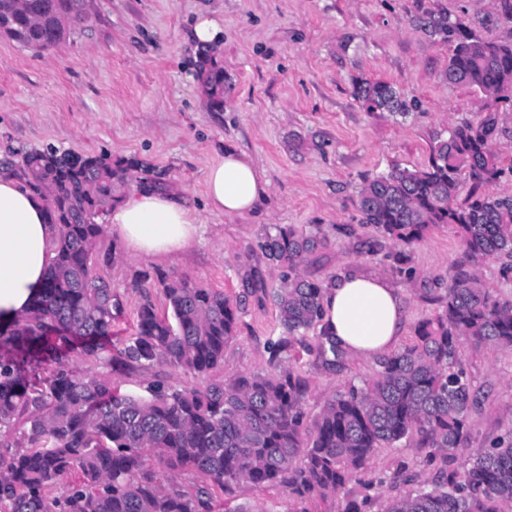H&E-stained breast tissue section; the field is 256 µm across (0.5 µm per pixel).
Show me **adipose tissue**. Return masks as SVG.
I'll return each instance as SVG.
<instances>
[{
    "mask_svg": "<svg viewBox=\"0 0 512 512\" xmlns=\"http://www.w3.org/2000/svg\"><path fill=\"white\" fill-rule=\"evenodd\" d=\"M210 211L242 215L265 195L267 183L244 154L225 150L205 170ZM44 198L19 178L0 177V327L25 313L44 285L54 253L53 230ZM113 236L138 257L155 260L185 255L202 238L196 210L177 195L133 190L107 215ZM321 326L349 354L373 357L393 349L403 329L405 307L398 288L383 277L338 275L326 290Z\"/></svg>",
    "mask_w": 512,
    "mask_h": 512,
    "instance_id": "1",
    "label": "adipose tissue"
}]
</instances>
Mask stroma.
<instances>
[{
  "label": "stroma",
  "mask_w": 512,
  "mask_h": 512,
  "mask_svg": "<svg viewBox=\"0 0 512 512\" xmlns=\"http://www.w3.org/2000/svg\"><path fill=\"white\" fill-rule=\"evenodd\" d=\"M504 0H95L87 30L44 52L0 37V160L17 148L54 147L79 154L136 157L163 170L162 182L195 208L202 241L184 256L156 261L129 255L110 231L92 254L123 310L112 323V345L133 336L140 302L133 280L177 273L241 302L237 338L224 350L216 378L266 373L269 343L280 327L257 288H274L278 274L259 244L277 226L322 228L325 248L305 261L311 278L378 274L399 288L405 304L400 346L421 321L436 315L439 298L462 256L454 225L434 227L410 251L409 272L391 258L396 246L359 226L357 192L364 178L392 166L427 164L451 126L482 117L480 96L446 79L448 43L419 23L428 15L463 20L478 33L512 42ZM214 18L224 28L216 55L224 71V109L215 111L200 75L194 24ZM389 82L416 100L405 117L367 111L353 81ZM232 148L262 170L268 188L253 212L224 216L207 210L204 176L215 154ZM494 150L503 173L490 192L512 194V110L498 113ZM353 227L350 235L337 226ZM460 356L478 403L457 464L512 431V351L463 343ZM293 367L308 382L304 401L314 418L334 392L372 379L377 362L348 356L341 372L325 371L315 354ZM418 436L376 449L372 470L388 482L372 493L370 512L406 492L389 479L407 464L421 479L433 470ZM216 512H290L276 486L242 485L215 492Z\"/></svg>",
  "instance_id": "35a3bbf8"
}]
</instances>
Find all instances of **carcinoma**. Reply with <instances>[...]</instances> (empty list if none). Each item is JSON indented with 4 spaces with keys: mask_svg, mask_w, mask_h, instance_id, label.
<instances>
[{
    "mask_svg": "<svg viewBox=\"0 0 512 512\" xmlns=\"http://www.w3.org/2000/svg\"><path fill=\"white\" fill-rule=\"evenodd\" d=\"M74 4L0 0V35L47 50L84 30L58 24ZM422 24L450 44L448 83L475 88L485 115L451 128L427 165L393 166L364 179L360 223L400 247L394 260L401 265L432 227L453 224L463 260L440 297L441 312L418 324L415 341L379 357L370 381L332 394L312 420L303 410L307 384L292 367L296 348L314 350L330 372L342 369L347 356L322 329L315 347L304 340L320 325L324 286L301 267L327 244L322 230L290 225L266 233L259 247L279 272L278 287L260 289L281 327L270 347L274 371L224 382L210 374L223 366L224 348L237 336L240 303L184 276H157L162 315L149 276L136 278V332L118 348L102 346L122 308L91 253L116 189L141 180L143 163L50 147L26 151L11 166L48 200L54 257L30 309L0 328V512H212L211 487L266 484L288 492L290 512H308L309 502L334 500L365 473L376 449L411 435L430 449L434 475L391 497L384 512H512L511 438L455 466L477 402L459 345L512 349V301L494 297L471 271L485 258L512 257V195L481 191L502 173L492 140L499 110L512 105V44L447 16ZM205 85L212 107L222 109L224 71L211 66ZM353 96L370 111L405 116L415 107L380 80L355 83ZM77 341L106 373L69 364ZM157 363L209 383L173 389L158 378L143 394L112 387V374L133 375ZM162 470L194 472L200 483L191 491L166 485ZM73 472L76 481L68 480ZM61 484L60 495L47 496Z\"/></svg>",
    "mask_w": 512,
    "mask_h": 512,
    "instance_id": "obj_1",
    "label": "carcinoma"
}]
</instances>
